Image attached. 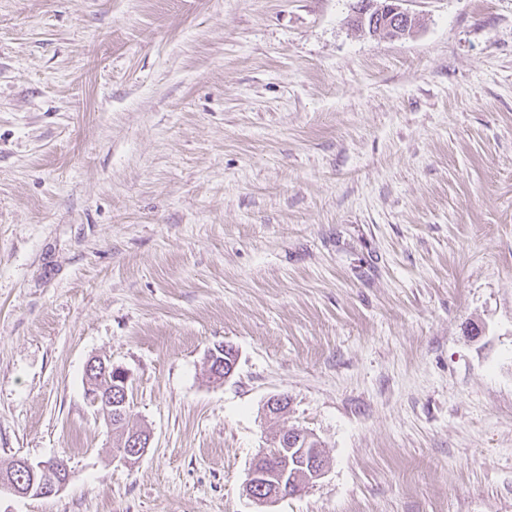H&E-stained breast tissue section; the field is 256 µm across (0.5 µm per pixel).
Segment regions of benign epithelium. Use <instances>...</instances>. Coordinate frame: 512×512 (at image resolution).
<instances>
[{
    "label": "benign epithelium",
    "instance_id": "benign-epithelium-1",
    "mask_svg": "<svg viewBox=\"0 0 512 512\" xmlns=\"http://www.w3.org/2000/svg\"><path fill=\"white\" fill-rule=\"evenodd\" d=\"M402 0H362L356 11L360 30L388 32L396 38L410 37L418 28V19L404 10ZM210 374L218 379L229 377L236 366L235 351L224 347V356L216 352L208 355ZM85 396L90 406L97 408L107 427H112L113 415L124 416L130 412L129 389L132 386L130 374L122 367L112 365L109 360L93 358L85 369ZM151 432L145 429L131 432L123 437V459L136 462L149 448ZM319 445L315 434L300 429L283 431L275 438L269 459L271 471L249 469L244 490L246 494L260 504L273 503L284 493V481L288 477V455L282 449L290 446L307 459L308 483H314L325 474V461L312 456L310 446ZM15 468L27 477L25 482H16L13 476H0V494L10 493L18 497L49 498L62 492L74 479L75 472L63 460L54 458L47 461L32 462L25 458L16 459Z\"/></svg>",
    "mask_w": 512,
    "mask_h": 512
}]
</instances>
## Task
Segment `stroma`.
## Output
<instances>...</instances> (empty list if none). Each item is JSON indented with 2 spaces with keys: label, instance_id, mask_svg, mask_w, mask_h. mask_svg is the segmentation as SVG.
I'll return each mask as SVG.
<instances>
[{
  "label": "stroma",
  "instance_id": "35a3bbf8",
  "mask_svg": "<svg viewBox=\"0 0 512 512\" xmlns=\"http://www.w3.org/2000/svg\"><path fill=\"white\" fill-rule=\"evenodd\" d=\"M355 4L0 0V463L76 475L0 512H512V0ZM285 425L326 472L261 505ZM379 1L383 0H366L359 3L354 19H357L355 24L360 25L361 31L369 30L370 33L374 34L377 26V33L381 31L388 32L393 34L394 38L414 35L418 28V19L401 7L400 2L403 0H388L384 3H379ZM380 16L382 18L376 24ZM224 358L220 357L215 351L208 355V366L210 374L214 378L222 379L229 377L236 366V355L232 347L224 345ZM112 374L114 387H112ZM85 379L86 399L91 407L97 408L100 412L112 434L113 415L124 417L125 413H130L129 389L132 386L130 374L124 368L112 365L110 360L93 358L86 365ZM103 380L108 382V390L99 385ZM152 440L151 432L145 429L131 432L129 437L126 434L122 440L123 459L129 463H135L149 448ZM124 443V444H123ZM123 448H118L121 451Z\"/></svg>",
  "mask_w": 512,
  "mask_h": 512
}]
</instances>
